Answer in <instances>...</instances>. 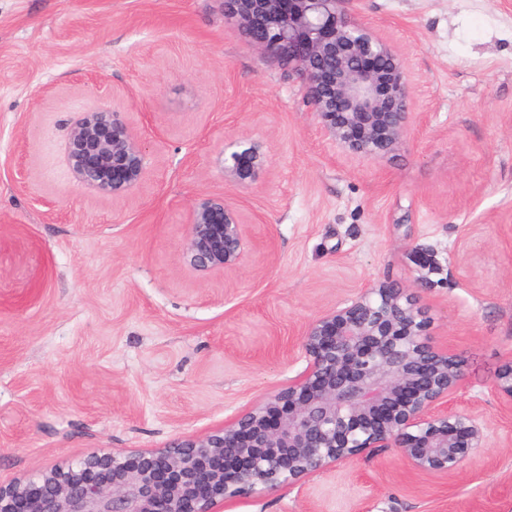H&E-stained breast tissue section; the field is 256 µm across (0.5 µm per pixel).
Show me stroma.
<instances>
[{"label":"stroma","instance_id":"1","mask_svg":"<svg viewBox=\"0 0 512 512\" xmlns=\"http://www.w3.org/2000/svg\"><path fill=\"white\" fill-rule=\"evenodd\" d=\"M412 85L381 161L325 136L303 84L221 0H0V483L223 426L305 369V326L373 283L416 291L464 361L454 407L486 446L458 473L384 449L220 512H512V0H347ZM102 103L146 146L109 196L69 131ZM261 145L254 181L224 150ZM247 224L242 264L185 258L198 197Z\"/></svg>","mask_w":512,"mask_h":512}]
</instances>
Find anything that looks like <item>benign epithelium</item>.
I'll return each mask as SVG.
<instances>
[{
	"mask_svg": "<svg viewBox=\"0 0 512 512\" xmlns=\"http://www.w3.org/2000/svg\"><path fill=\"white\" fill-rule=\"evenodd\" d=\"M345 0H224L262 55L286 61L313 115L345 152L381 161L412 120L404 61L342 8ZM146 147L122 113L86 112L70 132L74 180L121 195L145 173ZM265 163L240 142L224 168L241 180ZM245 224L225 200L193 204L185 255L201 272L239 267ZM430 320L409 288L378 283L306 326V369L224 426L149 451L91 455L37 479L0 484V512H214L227 499L296 485L331 465L390 448L411 470L450 475L484 447L479 418L453 409L461 360L427 339ZM495 390L512 406V361Z\"/></svg>",
	"mask_w": 512,
	"mask_h": 512,
	"instance_id": "obj_1",
	"label": "benign epithelium"
}]
</instances>
